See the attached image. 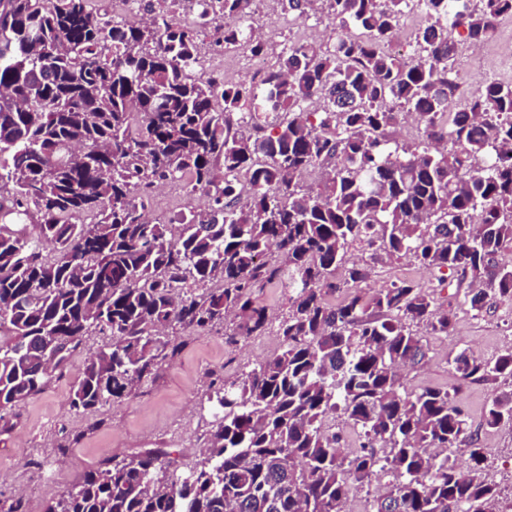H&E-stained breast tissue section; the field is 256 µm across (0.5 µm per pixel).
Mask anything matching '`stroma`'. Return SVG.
Instances as JSON below:
<instances>
[{
    "label": "stroma",
    "mask_w": 512,
    "mask_h": 512,
    "mask_svg": "<svg viewBox=\"0 0 512 512\" xmlns=\"http://www.w3.org/2000/svg\"><path fill=\"white\" fill-rule=\"evenodd\" d=\"M252 23L263 26L266 32V62L270 65L293 41L308 38L329 44L336 37L319 2L309 19L299 24L290 21L279 0H256ZM204 60L208 71L221 75L225 82L253 80L252 55L247 48L211 51ZM207 203L201 194L167 182L158 185L149 197L145 215L151 222L166 223L179 212L200 210ZM440 276L439 270L404 259L377 268L367 282L368 287L378 288L400 278H413L433 288L438 306L458 310L450 336L429 337L428 361L415 368H402L412 390L453 386L456 374L448 358L460 348H470L491 359L512 347L511 303H489L482 316L472 317L459 310L466 289L459 275H452L446 285L440 283ZM183 341L177 355L158 368L136 397L94 412L76 413L70 410L68 398L78 371L87 357L112 343L107 333L93 331L85 336L80 348L62 370L54 373L41 394L10 411L12 428L0 434V500L19 497L27 512H44L49 501L75 486L103 458H121L146 448L167 450L178 472L193 469L202 459L212 419L208 401L211 381L236 378L245 368L277 354L279 340L270 328L230 348L224 344L223 329L217 327L184 335ZM503 388L500 382H476L464 386L456 397L484 450L483 475L502 487L512 483V424L485 429L481 423L485 407ZM45 459L53 462L54 477L43 486L38 464Z\"/></svg>",
    "instance_id": "stroma-1"
}]
</instances>
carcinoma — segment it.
<instances>
[{"instance_id": "cac0c4a2", "label": "carcinoma", "mask_w": 512, "mask_h": 512, "mask_svg": "<svg viewBox=\"0 0 512 512\" xmlns=\"http://www.w3.org/2000/svg\"><path fill=\"white\" fill-rule=\"evenodd\" d=\"M317 1L343 30L332 44L293 42L260 84L227 85L196 70L201 34L265 55L254 0H137L147 20L133 24L88 0H0V412L42 393L92 329L112 346L85 361L77 412L136 395L179 351L167 329L222 324L234 347L268 327L264 288L284 284L288 300L281 352L210 393L198 467L176 474L162 448L106 459L45 512H345L374 481L367 512H502L448 390L402 381L426 362L423 334L449 335L456 314L412 280L362 284L409 258L469 277L474 317L512 300L498 262L512 250V85L486 81L459 108L453 67L457 44L492 39L512 0H280L296 21ZM407 12L423 22L404 57L388 46ZM407 113L418 143L386 136ZM319 162L323 183L303 189ZM172 180L208 205L153 224L144 188ZM82 215L94 221L72 222ZM352 250L364 258L348 266ZM451 364L460 387L512 380V347L463 348ZM329 415L359 451L342 455ZM483 420L512 423V389Z\"/></svg>"}]
</instances>
